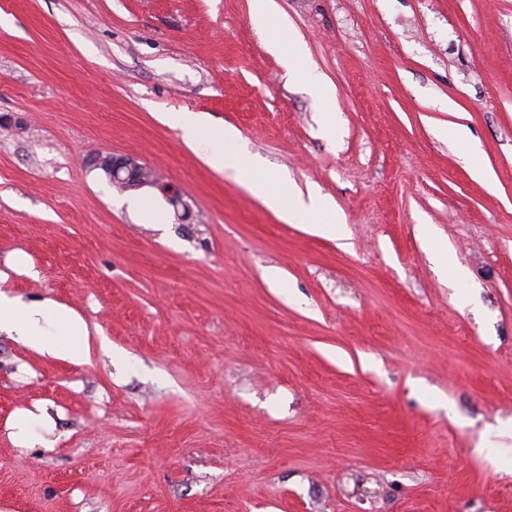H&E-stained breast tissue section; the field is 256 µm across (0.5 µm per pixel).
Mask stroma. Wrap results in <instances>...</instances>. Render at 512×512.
<instances>
[{
  "mask_svg": "<svg viewBox=\"0 0 512 512\" xmlns=\"http://www.w3.org/2000/svg\"><path fill=\"white\" fill-rule=\"evenodd\" d=\"M275 2L333 100L288 79L250 0H0V258L29 255L15 292L131 358L0 334V512H512V473L476 450L512 419V0ZM180 110L328 198L346 239L208 167L158 118ZM108 152L160 186L111 185L88 163ZM35 402L54 451L8 440ZM420 235L438 269L445 276L449 277L457 288L466 284L468 281L467 271L452 261L451 257L448 255L447 249L434 246L436 239L433 229L429 224L420 225Z\"/></svg>",
  "mask_w": 512,
  "mask_h": 512,
  "instance_id": "35a3bbf8",
  "label": "stroma"
}]
</instances>
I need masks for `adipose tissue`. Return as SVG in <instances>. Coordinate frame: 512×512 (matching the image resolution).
Returning <instances> with one entry per match:
<instances>
[{"instance_id":"ef3b65f1","label":"adipose tissue","mask_w":512,"mask_h":512,"mask_svg":"<svg viewBox=\"0 0 512 512\" xmlns=\"http://www.w3.org/2000/svg\"><path fill=\"white\" fill-rule=\"evenodd\" d=\"M254 25L266 34V49L279 57L288 75L311 85L320 98L335 96L334 86L306 65L302 41L290 36L277 15L274 0H251ZM161 120L177 129L184 144L198 154L214 171L232 170L234 179L251 193L281 212L289 223L305 221L314 233L343 238L345 221L331 203L317 192L300 194L284 178L270 173L248 155L238 132L232 128L212 127L200 112H165ZM35 276L34 264L27 254L10 252L0 264V333L11 336L30 353L73 365L89 362L92 349L112 355L111 342L99 337L90 345L81 315L52 299H27L10 290L12 274ZM11 444L17 448L54 449L59 441L56 424L45 404L14 412L6 423Z\"/></svg>"}]
</instances>
